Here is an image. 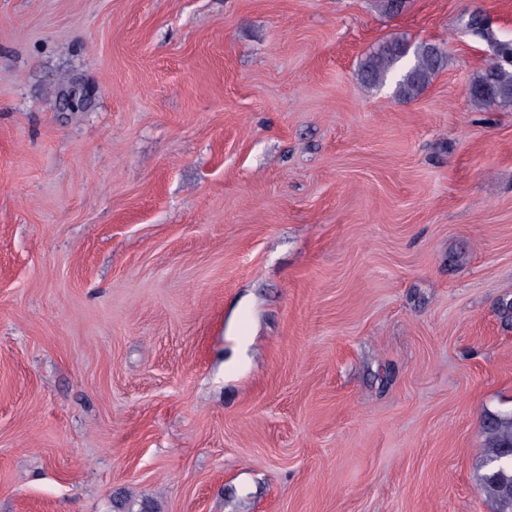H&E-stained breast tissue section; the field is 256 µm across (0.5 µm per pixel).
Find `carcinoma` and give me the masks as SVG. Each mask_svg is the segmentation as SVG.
Returning <instances> with one entry per match:
<instances>
[{"label": "carcinoma", "instance_id": "obj_1", "mask_svg": "<svg viewBox=\"0 0 512 512\" xmlns=\"http://www.w3.org/2000/svg\"><path fill=\"white\" fill-rule=\"evenodd\" d=\"M493 52L497 60L477 74L470 87L471 101L479 109L512 104V43L496 42ZM445 62L439 44L393 37L361 59L358 76L372 87H381L394 76V96L411 101L427 89ZM483 431L487 451L481 490L495 512H512V412L486 414Z\"/></svg>", "mask_w": 512, "mask_h": 512}]
</instances>
